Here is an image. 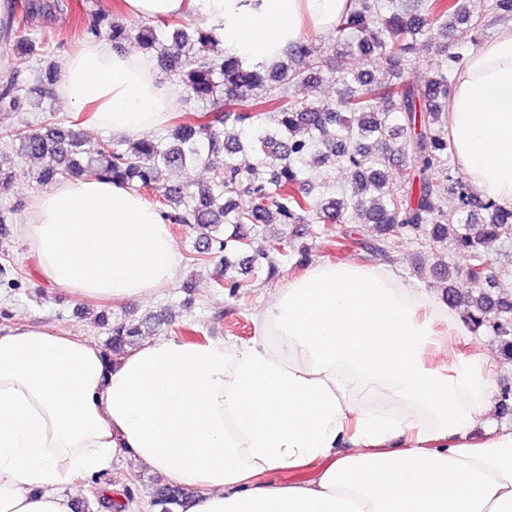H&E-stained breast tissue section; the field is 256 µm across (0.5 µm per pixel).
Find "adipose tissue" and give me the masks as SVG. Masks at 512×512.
Wrapping results in <instances>:
<instances>
[{"label":"adipose tissue","mask_w":512,"mask_h":512,"mask_svg":"<svg viewBox=\"0 0 512 512\" xmlns=\"http://www.w3.org/2000/svg\"><path fill=\"white\" fill-rule=\"evenodd\" d=\"M127 13L222 23L225 51L270 60L329 31L351 0H124ZM60 99L93 128L168 125L177 92L131 52L90 41ZM455 161L512 206V25L473 50L448 99ZM43 281L76 299L140 300L182 254L142 195L90 177L40 192L24 228ZM428 296L390 270L318 264L255 314L277 345L151 337L119 359L49 326L0 334V512H73L77 480L123 457L194 491L187 512H512V429L488 423L485 355H440ZM382 388L404 414L366 409ZM484 439H473L476 428ZM316 465L288 486L265 474Z\"/></svg>","instance_id":"obj_1"}]
</instances>
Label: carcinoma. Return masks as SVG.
<instances>
[{
    "mask_svg": "<svg viewBox=\"0 0 512 512\" xmlns=\"http://www.w3.org/2000/svg\"><path fill=\"white\" fill-rule=\"evenodd\" d=\"M68 10L63 0H6L0 14V39L15 56L43 67L54 49L35 30L37 16ZM512 19V0H486L474 14L459 0H420L408 8L382 14L381 0H353L352 9L334 28V54L369 56L390 80L369 73L338 79L336 99L312 103L305 89L333 77L323 51L311 39L289 46L278 61L248 63L230 55L207 26L191 31L175 20L155 25H125L112 14L89 11L84 34L107 40L119 49L138 42L182 88L199 110L175 121L162 137L87 141L72 127L52 117L38 126L0 134V200L27 174L22 163L35 164V179L53 185L62 179L106 178L138 193L152 191L168 223L195 234L194 250L203 261L220 258L223 270L215 287L234 296L243 277L263 264L275 269L255 245L250 229L274 216L299 234L305 224H364L376 231L370 241L336 234V254L351 258L364 252L371 260H388V244L400 232L412 233L436 247L448 243L469 263L455 270L439 259L432 274L444 284L448 308L464 314L473 330L497 338L504 359L512 361V300L491 288L492 249L512 237V208L484 198L456 174L450 164L448 96L459 57L447 55L424 79L413 77L410 64L416 44L439 30L477 33L485 19ZM57 71L49 66L29 85L24 70L0 79V112H25L49 97ZM344 168L351 189L317 190L306 178L313 164ZM211 168L209 181H165L164 173ZM392 166L401 168L399 183L389 181ZM456 197L454 211L444 209L445 196ZM109 338L108 353L121 355L135 338L166 325L149 316L134 323L99 318ZM194 492L159 485L152 506L160 512L186 507Z\"/></svg>",
    "mask_w": 512,
    "mask_h": 512,
    "instance_id": "carcinoma-1",
    "label": "carcinoma"
}]
</instances>
